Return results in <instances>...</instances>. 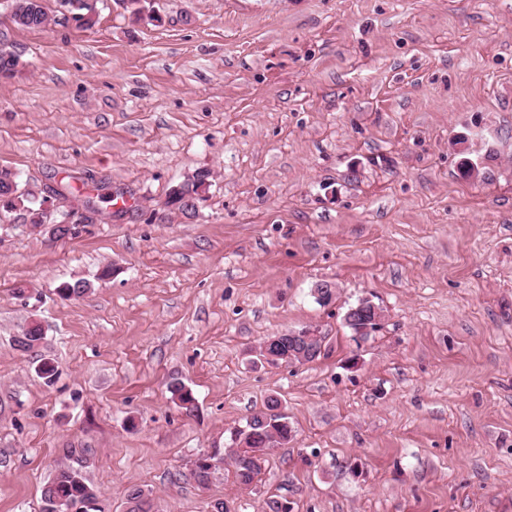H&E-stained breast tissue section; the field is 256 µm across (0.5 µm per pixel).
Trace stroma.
Wrapping results in <instances>:
<instances>
[{
  "label": "stroma",
  "instance_id": "35a3bbf8",
  "mask_svg": "<svg viewBox=\"0 0 512 512\" xmlns=\"http://www.w3.org/2000/svg\"><path fill=\"white\" fill-rule=\"evenodd\" d=\"M151 8L11 32L0 167L114 201L67 240L0 213V512H40L72 448L107 512L132 488L153 512H512V0ZM202 169L196 213L168 207ZM364 297L384 320L360 343ZM303 329L316 361H259ZM271 396L293 440L251 488L229 464L199 487L193 458Z\"/></svg>",
  "mask_w": 512,
  "mask_h": 512
}]
</instances>
